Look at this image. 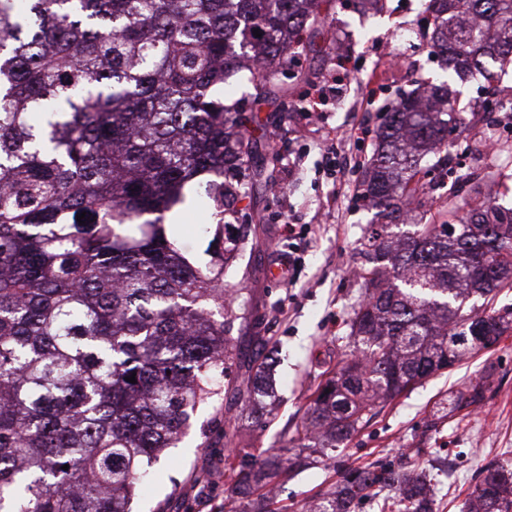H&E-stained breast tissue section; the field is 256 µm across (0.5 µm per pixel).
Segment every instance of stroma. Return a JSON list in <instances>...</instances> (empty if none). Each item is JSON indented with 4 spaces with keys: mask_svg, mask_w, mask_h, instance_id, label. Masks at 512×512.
<instances>
[{
    "mask_svg": "<svg viewBox=\"0 0 512 512\" xmlns=\"http://www.w3.org/2000/svg\"><path fill=\"white\" fill-rule=\"evenodd\" d=\"M425 0H385L381 11L356 12L354 0L321 6V37L331 50L300 57L283 87L289 115L251 104V85L231 79L218 94L225 104L254 107L256 126L275 154L236 223L244 235L240 274L224 286L241 296L242 319L234 324V359L250 352L256 337L268 340L276 391L262 418L245 405L228 406L218 393L201 406L179 447L169 449L158 467L162 477L140 485L133 512H247V501L224 486L227 456L279 452L305 418L317 385L343 357L337 338L360 297L355 275L366 261L363 234L379 223L374 209L358 196L361 166L372 153L384 106L418 77L441 75L440 60L422 38ZM345 68H338V59ZM336 144L342 178L325 169L327 142ZM465 172L479 168L496 174L489 191L512 204V135L491 153H462ZM206 216L188 208L179 242L201 263H209L222 241L196 229ZM310 227L305 262L294 281L271 279L272 250L280 242L283 220ZM491 370L492 386L483 405L466 417L452 415L449 402L466 385ZM232 421H225V414ZM349 460L372 462L427 459L436 474V512H461L468 489L489 461L512 458V332L489 352L468 355L459 366L434 375L383 409L348 444ZM214 485L200 490L201 478ZM336 480L332 463L312 464L300 473L281 472L271 482L282 504L309 507Z\"/></svg>",
    "mask_w": 512,
    "mask_h": 512,
    "instance_id": "obj_1",
    "label": "stroma"
}]
</instances>
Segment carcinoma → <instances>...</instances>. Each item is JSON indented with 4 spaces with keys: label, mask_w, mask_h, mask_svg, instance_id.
<instances>
[{
    "label": "carcinoma",
    "mask_w": 512,
    "mask_h": 512,
    "mask_svg": "<svg viewBox=\"0 0 512 512\" xmlns=\"http://www.w3.org/2000/svg\"><path fill=\"white\" fill-rule=\"evenodd\" d=\"M318 8L0 0V512H132L136 486L216 394L239 319L224 278L242 247L229 235L203 266L167 224L201 194L217 234L241 212L270 145L214 92L246 71L255 98L278 106L290 61L326 51L302 37ZM427 9L444 75L401 93L376 132L360 188L385 222L364 234L345 357L290 441L301 454L340 456L377 407L512 329V307H496L512 289V208L483 193L493 174L472 173L460 201L428 196L478 121L451 86L483 79L501 97L491 80L512 66V0ZM488 379L452 410L483 401ZM228 385L247 406L269 396L260 375ZM278 468L227 461L224 484L257 512H287L265 492ZM429 484L418 463L351 465L314 512L378 495L381 512H433ZM466 512H512L511 459L486 468Z\"/></svg>",
    "instance_id": "carcinoma-1"
}]
</instances>
